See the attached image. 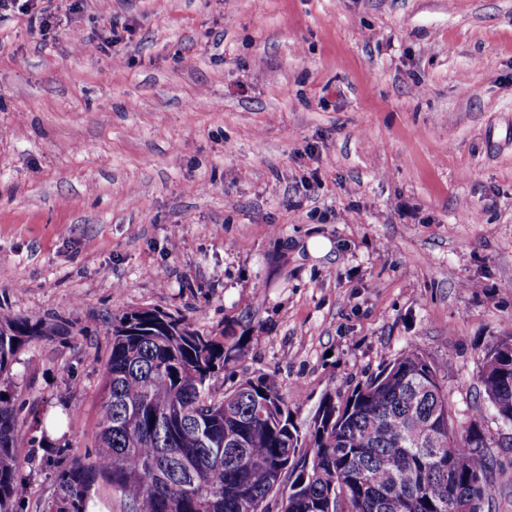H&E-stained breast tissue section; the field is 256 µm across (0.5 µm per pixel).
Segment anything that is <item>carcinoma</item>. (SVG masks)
Segmentation results:
<instances>
[{
	"instance_id": "1",
	"label": "carcinoma",
	"mask_w": 512,
	"mask_h": 512,
	"mask_svg": "<svg viewBox=\"0 0 512 512\" xmlns=\"http://www.w3.org/2000/svg\"><path fill=\"white\" fill-rule=\"evenodd\" d=\"M55 327L28 317L0 320V379L18 352ZM112 349L99 408V449L56 478L44 512H87L103 479L123 512H482L493 469L478 451L482 408L456 419L441 369L415 346L340 403L324 402L300 443L288 406L267 373L215 394L211 378L240 356L182 317L136 308L112 321ZM481 359L477 381L498 416L512 422V352ZM14 398L0 393V512L21 484L28 431ZM315 458L304 469L307 457Z\"/></svg>"
}]
</instances>
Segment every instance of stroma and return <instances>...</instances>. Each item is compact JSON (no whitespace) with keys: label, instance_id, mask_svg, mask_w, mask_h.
<instances>
[{"label":"stroma","instance_id":"stroma-1","mask_svg":"<svg viewBox=\"0 0 512 512\" xmlns=\"http://www.w3.org/2000/svg\"><path fill=\"white\" fill-rule=\"evenodd\" d=\"M138 307L241 340L213 389L273 374L304 436L418 347L454 417L482 406L484 512H512V425L477 383L512 325V0H86L45 35L1 19L0 317L66 325L0 381L37 438L14 512L95 454L110 325Z\"/></svg>","mask_w":512,"mask_h":512}]
</instances>
